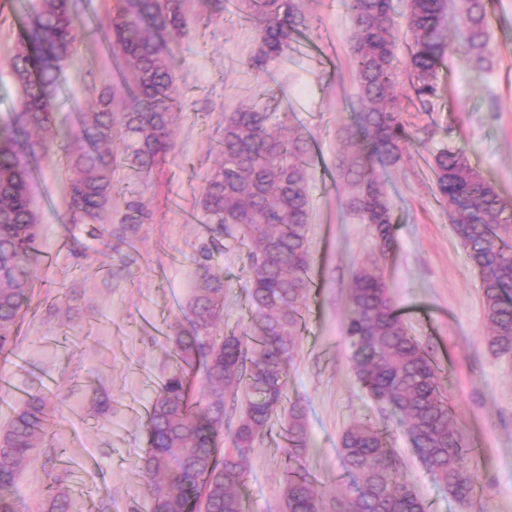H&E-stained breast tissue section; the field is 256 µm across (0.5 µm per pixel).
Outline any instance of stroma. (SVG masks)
<instances>
[{
	"label": "stroma",
	"instance_id": "obj_1",
	"mask_svg": "<svg viewBox=\"0 0 512 512\" xmlns=\"http://www.w3.org/2000/svg\"><path fill=\"white\" fill-rule=\"evenodd\" d=\"M31 0L0 7V125L20 96L9 50L30 15ZM347 0H300L309 36L322 54L297 53L258 70L249 64L255 31L233 5L202 22L201 0H190L184 34L169 35L176 56L173 149L151 176L121 158L113 140V212L128 192H140L151 211L123 237L68 221L66 185L74 172L62 150L31 161L29 191L42 224L41 259L30 305L13 351L0 355V429L33 394L53 415L43 445L19 472L18 512H46L53 492L67 512H150L144 478L145 425L151 401L173 372L171 327L190 324L188 302L197 284V259L210 248V271L223 279L221 332L251 325L248 241L224 239L211 249L210 227L190 224L213 165L224 115L265 90L276 95L292 133L307 143L312 200V290L301 341L288 362L287 400L307 416L313 451L307 467L325 495L354 482L340 455L343 431L354 421L384 417L358 384L344 335L348 288L357 268L377 256L368 225L348 206L341 158L360 147L351 137L350 105L357 83L349 56L353 32ZM491 65L476 69L454 51L439 69L443 95L422 111L408 79L397 105L419 148L379 167L394 207L396 243L381 268L398 311L428 350L443 377L468 447L477 495L451 497L416 458L404 428L386 425L405 478L429 512H512V358L489 348L480 279L452 229L449 207L437 193L433 153L446 142L465 148L471 166L512 203V0H489ZM122 64L80 40L60 75L57 124L79 127L96 89L121 86ZM285 440L273 430L254 448L242 490L245 512H283Z\"/></svg>",
	"mask_w": 512,
	"mask_h": 512
}]
</instances>
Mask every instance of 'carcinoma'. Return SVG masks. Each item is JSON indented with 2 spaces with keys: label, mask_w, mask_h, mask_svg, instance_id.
Returning <instances> with one entry per match:
<instances>
[{
  "label": "carcinoma",
  "mask_w": 512,
  "mask_h": 512,
  "mask_svg": "<svg viewBox=\"0 0 512 512\" xmlns=\"http://www.w3.org/2000/svg\"><path fill=\"white\" fill-rule=\"evenodd\" d=\"M348 0L353 21L349 52L359 87L354 132L363 149L343 161L349 207L369 225L380 255L395 244L387 190L376 170L396 162L411 140L395 104V86L408 75L421 106L440 97L437 71L451 50L444 23L452 24L462 48L483 66L489 53L490 16L484 0ZM187 0H118L117 8L83 29L85 0H38L28 24L10 49L12 74L22 88L15 118L0 127V353L11 350L19 318L28 307L29 285L40 256V224L29 195V160L57 143L72 145L68 165L77 173L67 187L73 224L112 225V139L120 131L125 159L145 174L170 148L177 106L175 55L166 30L183 33ZM238 15L256 31L250 64L261 67L288 58L305 33L297 0H236ZM412 36L407 56L397 53V32ZM89 38L122 63L131 92L119 99L112 88L97 93L95 111L73 131L56 124L59 75L73 44ZM276 108L245 103L224 113L218 157L202 194L204 223L250 242L253 332L215 334L224 319V281L201 265L189 307L190 330L170 340L178 366L165 380L147 421L145 476L151 512H243L240 489L257 441L270 434L288 385L287 355L296 347L301 310L310 291L311 264L307 150L299 137L273 131ZM439 195L452 211V226L470 248L481 276L488 345L512 357V225L501 222L506 204L469 163L464 149L446 144L434 154ZM149 217L138 195L119 219L143 224ZM345 335L358 382L388 419L402 426L422 466L456 500L476 495L469 449L448 406V397L428 351L395 308L378 263L355 272L349 288ZM203 369L205 391L191 398V376ZM246 400L221 450L227 402ZM47 416L35 395L0 432V512H15L12 488L23 463L41 445ZM287 446L283 512H428L400 475L386 430L370 418L349 425L341 452L354 488L326 502L315 490L305 460L310 440L305 413L288 408L281 422Z\"/></svg>",
  "instance_id": "1"
}]
</instances>
